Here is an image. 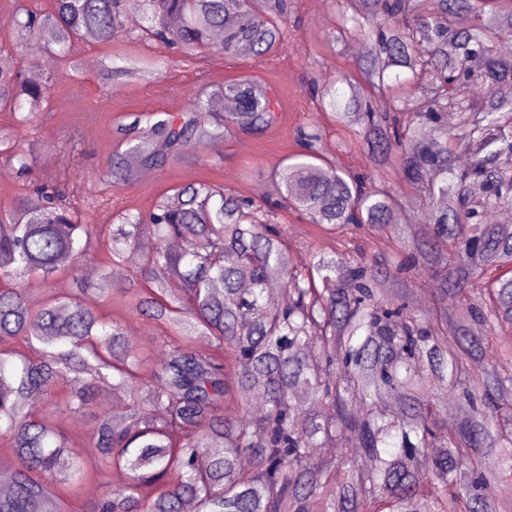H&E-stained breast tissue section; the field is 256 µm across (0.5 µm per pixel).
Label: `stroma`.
Listing matches in <instances>:
<instances>
[{
	"mask_svg": "<svg viewBox=\"0 0 512 512\" xmlns=\"http://www.w3.org/2000/svg\"><path fill=\"white\" fill-rule=\"evenodd\" d=\"M54 0H0V51L27 61L37 51V39L19 38L11 25L12 13L20 8L41 14L52 12ZM288 37L275 56L258 60L249 55L219 58L204 55L192 61L160 43L131 39L135 23H126L125 35L103 44L87 38L70 57L49 59L39 81L50 94L48 112L22 134L33 144L32 169L20 174L0 160V210L10 209L35 185L78 186L80 191L112 195L111 209L81 208L85 224H108L115 213L149 212L170 190L191 182L224 187L235 195L253 196L257 202L273 199L275 166L299 152L296 129L319 121L323 130V158L338 167L367 170L362 139L353 130L339 126L330 113L321 111L309 94L311 83L328 84L339 71L355 72L357 55L349 42L333 45L328 36L336 24L332 0H289ZM151 56L164 63L162 71L147 82L126 81L103 88L99 73L106 58ZM250 76L267 82L281 103L277 125L261 136L234 132L212 143L199 157L168 163L161 169H146L136 184L106 189L98 180L113 151L119 150L116 129L129 124L144 111H181L206 82H221ZM276 220L288 231V247L294 261L305 262L311 248L346 251L367 257H391L402 241L393 227L380 230L347 228L327 234L309 224L298 212L279 209ZM113 317L122 319L131 338L142 348L155 349L159 327L146 318L126 313L125 296L111 286Z\"/></svg>",
	"mask_w": 512,
	"mask_h": 512,
	"instance_id": "obj_1",
	"label": "stroma"
}]
</instances>
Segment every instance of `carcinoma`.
<instances>
[{"instance_id":"obj_1","label":"carcinoma","mask_w":512,"mask_h":512,"mask_svg":"<svg viewBox=\"0 0 512 512\" xmlns=\"http://www.w3.org/2000/svg\"><path fill=\"white\" fill-rule=\"evenodd\" d=\"M286 0H55L41 15L15 12L30 37L49 31L47 52L65 58L88 33L112 43L130 12L136 39L161 41L187 57L273 56L283 41ZM332 42L356 32L369 50L361 79L340 73L315 90L321 110L359 128L370 170L389 168L414 190L422 220L401 230L404 259H368L312 249L287 260L288 233L261 204L224 188L190 183L148 213L83 224L75 191L38 186L0 214V438L13 476L0 512H65L64 495L88 481L102 487L98 512H503L483 488L512 487V376L481 365L488 340L512 358V232L475 213L512 205V96L463 102L458 83L512 86V0H333ZM148 57L102 65V86L148 80ZM386 97L377 112L367 94ZM213 98L231 111L198 119ZM46 86L0 53V107L25 126L46 111ZM279 102L253 77L204 86L183 110L138 114L127 144L99 180L131 186L143 169L194 155L233 131L261 135L277 124ZM458 122L448 127V113ZM304 151L274 171L277 195L320 229L384 227L402 203L397 187L322 159L319 122L299 127ZM468 165L456 164L461 150ZM30 149L0 127V157L29 173ZM150 233L155 250L136 270L128 255ZM187 247L169 250L167 241ZM102 255L104 279L133 292L129 308L161 329L152 352L79 276ZM426 275L432 294L466 291L453 313L421 309L411 283ZM57 277L74 288L34 307L26 286ZM277 292L278 303L269 301ZM124 398L98 416L91 439L62 416L90 408L95 389ZM454 391L460 418L448 422L437 394ZM44 397L38 410L29 395ZM265 410L252 414L251 398ZM319 441L368 456L364 473L314 460ZM95 449L87 457L77 449ZM123 473L112 486L107 472ZM437 494L428 498L421 486Z\"/></svg>"}]
</instances>
